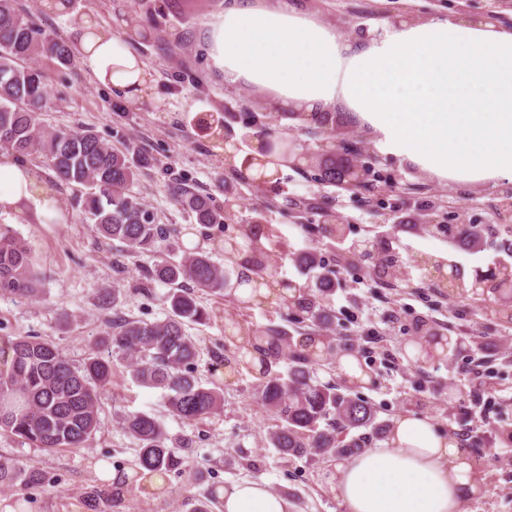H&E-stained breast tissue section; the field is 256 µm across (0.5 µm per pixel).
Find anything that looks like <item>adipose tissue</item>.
<instances>
[{"label":"adipose tissue","instance_id":"1","mask_svg":"<svg viewBox=\"0 0 512 512\" xmlns=\"http://www.w3.org/2000/svg\"><path fill=\"white\" fill-rule=\"evenodd\" d=\"M213 67L228 85L268 92L282 107L320 114L342 106L388 154L447 183L512 182V31L474 19H402L381 35L346 38L290 5L232 0L205 21ZM78 49L99 82L130 104L148 99L146 64L123 36L80 22ZM57 217V192L26 160L0 152V215ZM253 256L232 262L240 297L276 304L281 289L256 276ZM483 481L468 452L429 419L402 415L375 447L337 463L344 512H464ZM224 512H294L261 481L224 488Z\"/></svg>","mask_w":512,"mask_h":512}]
</instances>
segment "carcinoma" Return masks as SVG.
I'll return each mask as SVG.
<instances>
[{"instance_id": "obj_1", "label": "carcinoma", "mask_w": 512, "mask_h": 512, "mask_svg": "<svg viewBox=\"0 0 512 512\" xmlns=\"http://www.w3.org/2000/svg\"><path fill=\"white\" fill-rule=\"evenodd\" d=\"M38 57L52 59L61 68L74 59L70 44L53 31L36 26L18 7L17 0H0V150L43 159L58 180L79 192L86 218L96 224L101 236L116 240L128 252L153 260L148 281L169 287L165 317L155 321L112 318V330L96 340L80 366H75L60 346L39 336H19L8 341L7 359L0 369V431L19 444L47 451L79 448L100 428L103 391L112 383L114 361H123L139 386L165 392L167 407L177 418L194 422L219 414L224 407L223 390L199 374L200 348L187 332L191 326H206L210 312L201 305L196 291L225 297L232 273L205 252L179 254L180 231L156 222L153 212L133 194L132 187L151 158L127 146L115 148L94 131L55 130L41 124L47 107L44 71L31 64ZM309 121L326 132L334 131L336 113ZM176 203L206 229L224 231V248L255 254L258 273L269 272L276 251L286 246L274 225L259 211L244 228L229 229V215L212 197L197 192L185 182L170 187ZM457 245L477 247L481 237L474 224H438ZM266 238L263 248L260 238ZM296 266L312 280L283 308L306 324L309 330L293 335L288 326L272 321L254 324L238 335L237 324L228 327V341L241 338L238 368L253 364L242 350L260 353L261 369L254 385L256 398L273 410L278 424L267 441L283 457L349 456L368 447L371 440H384L387 423L378 421L369 401L351 396L334 382L318 377L308 343L319 340L335 350V337L326 333L329 313L325 301L336 288V271L327 268L310 247L291 252ZM42 272L29 245L9 227L0 225V296L20 299L37 297ZM500 313L512 309V285L492 286ZM122 428L138 443L137 465L150 474L167 476L180 471L183 452L190 439L174 445L153 412L125 415ZM356 432L348 437L350 432ZM45 475L36 467L25 468L12 459H0V487L36 486ZM90 512H114L120 508L122 489L92 485L84 493Z\"/></svg>"}]
</instances>
